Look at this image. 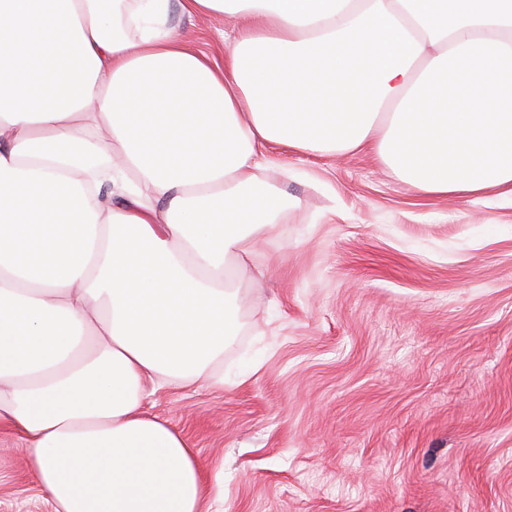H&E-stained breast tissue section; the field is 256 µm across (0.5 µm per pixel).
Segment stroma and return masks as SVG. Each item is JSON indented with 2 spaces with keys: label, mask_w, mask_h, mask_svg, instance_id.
Masks as SVG:
<instances>
[{
  "label": "stroma",
  "mask_w": 512,
  "mask_h": 512,
  "mask_svg": "<svg viewBox=\"0 0 512 512\" xmlns=\"http://www.w3.org/2000/svg\"><path fill=\"white\" fill-rule=\"evenodd\" d=\"M223 61L232 23L175 15ZM224 383L149 393L224 512H512V200L414 191L366 150L282 146ZM0 512H52L0 433Z\"/></svg>",
  "instance_id": "1"
}]
</instances>
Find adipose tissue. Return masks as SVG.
Masks as SVG:
<instances>
[{
    "mask_svg": "<svg viewBox=\"0 0 512 512\" xmlns=\"http://www.w3.org/2000/svg\"><path fill=\"white\" fill-rule=\"evenodd\" d=\"M177 12L238 20L223 63ZM504 69L512 0H0V430L53 512H220L147 387L223 384L267 147L512 193Z\"/></svg>",
    "mask_w": 512,
    "mask_h": 512,
    "instance_id": "ef3b65f1",
    "label": "adipose tissue"
}]
</instances>
